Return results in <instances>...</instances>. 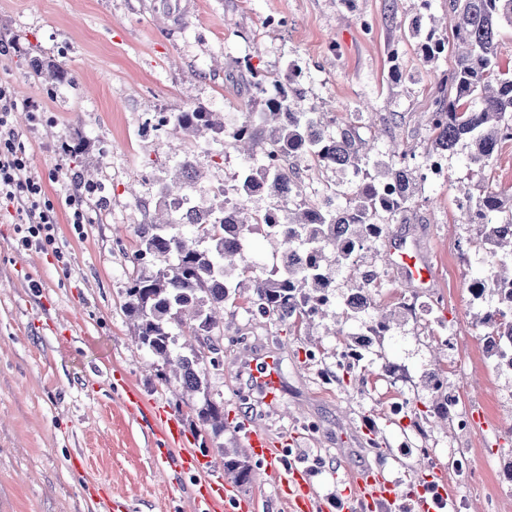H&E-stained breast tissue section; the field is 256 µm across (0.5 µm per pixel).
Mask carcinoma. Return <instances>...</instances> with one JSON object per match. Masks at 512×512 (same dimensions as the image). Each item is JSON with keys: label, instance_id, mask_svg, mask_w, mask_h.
<instances>
[{"label": "carcinoma", "instance_id": "carcinoma-1", "mask_svg": "<svg viewBox=\"0 0 512 512\" xmlns=\"http://www.w3.org/2000/svg\"><path fill=\"white\" fill-rule=\"evenodd\" d=\"M456 22L451 36L436 35L435 17L419 13L410 23L413 36H425L421 49L432 59L447 46L455 49L456 65L440 82L432 99V138L426 153L443 147L452 153L464 142L471 148L469 160L481 166L512 141V73L504 71L497 56V35L504 24H512V0H450ZM31 74L52 86H73L74 76L59 65L39 57L32 60ZM300 71L288 70L282 77L260 79L251 85L261 102L233 133L235 143L246 153L236 194L239 206L233 210L236 236L225 234L224 194L207 212L190 219L169 216L143 224L136 259L141 269L127 288L126 309L137 321L141 348L172 367L176 382L187 392H199L207 384L208 366H216L221 349L213 338L219 314L232 298L228 269H238L236 255L257 226L267 223L264 214L248 212L246 199L253 188L262 186L266 196L279 202L293 193L303 196L299 169L289 159L303 156L316 166L330 169L346 187V203L333 192L315 203L302 201L282 214L281 223L268 229L283 248L279 266H254L242 270L255 281L252 304L258 313L281 324L296 326L325 312L331 274L353 264L347 242H366L377 215L380 199L393 193V214H403L425 179L422 166L404 164L406 153L394 146L389 160L371 161L374 146L362 140L356 129L338 120L331 110H303L298 107ZM175 129L187 138L203 133L224 132V123L215 112H180L174 116ZM268 144L261 158L250 146L258 136ZM467 217L487 212L510 211L512 194L486 192L465 196ZM497 250L484 260L485 267L476 285L496 291L501 283H512V238H499ZM194 338L200 348L190 354H173L176 337L171 326ZM213 354L206 358L202 348ZM203 428L224 430V406L205 401L197 412ZM224 471L237 483L252 481L251 468L229 457L226 449Z\"/></svg>", "mask_w": 512, "mask_h": 512}]
</instances>
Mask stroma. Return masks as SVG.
<instances>
[{"label": "stroma", "mask_w": 512, "mask_h": 512, "mask_svg": "<svg viewBox=\"0 0 512 512\" xmlns=\"http://www.w3.org/2000/svg\"><path fill=\"white\" fill-rule=\"evenodd\" d=\"M0 0V83L19 102L39 104L37 118H14L32 176L48 196L84 197L86 222L59 211L54 240L22 246L14 208L0 203V512H197L195 482L224 473L222 449H235L257 478L237 490L254 512H288L266 464L252 460L238 432L246 416L279 444L283 462L301 464L327 512L344 498L347 476L371 468L401 493L395 512H415L410 494L434 469L448 470V453L465 454L487 491L452 479L468 512H512V486L501 483L512 465V372L484 353L475 324L493 295L475 299L469 284L483 245V228L456 207L463 192L512 191V143L474 175L469 150L448 156V180L425 184L405 215L378 214L384 236L343 268L329 314L298 327L281 325L251 305L253 284L231 274L234 300L224 305L219 367L206 389L185 393L161 360L137 346L125 308L136 267V231L160 202L158 188L191 154L198 177L188 186L202 204L236 185L244 161L232 138L194 142L172 131L155 133V114L193 109L260 111L249 88L251 71L274 78L301 71L302 108H327L356 126L362 138L387 140L422 155L431 136L418 123L431 111L432 92L455 66L447 50L423 58L410 34L421 0ZM36 46L77 79L62 90L30 75L27 49ZM398 63H390L391 52ZM84 141L80 165L65 145ZM87 170L89 181L73 179ZM417 240L438 268L434 288L404 283L386 259L389 242ZM378 278L376 306L393 316L366 363L341 381L340 349L370 313H354L345 292L358 272ZM434 301L431 313L424 302ZM343 335H336V326ZM272 351L286 392L275 404L249 394L243 360ZM441 367L442 392L427 374ZM121 371L146 405L165 407L187 436L182 448L203 462L182 477L156 463L155 424L129 413ZM455 397V416L434 415L439 394ZM404 413L390 411L394 399ZM224 406V429L200 428L195 408ZM467 427H459V419ZM431 449L427 464L420 449Z\"/></svg>", "instance_id": "stroma-1"}]
</instances>
